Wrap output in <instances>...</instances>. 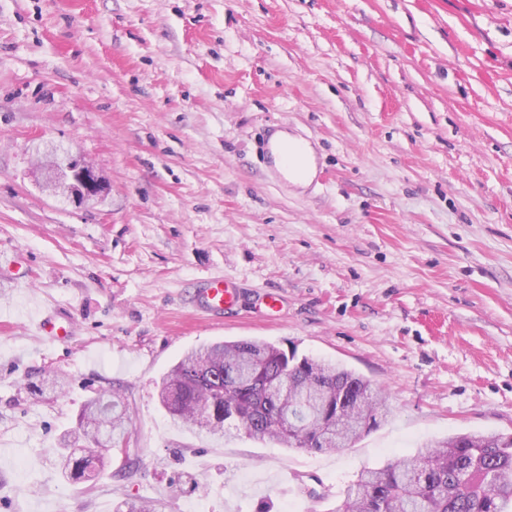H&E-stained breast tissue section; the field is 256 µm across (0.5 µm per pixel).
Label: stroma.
<instances>
[{"label":"stroma","mask_w":512,"mask_h":512,"mask_svg":"<svg viewBox=\"0 0 512 512\" xmlns=\"http://www.w3.org/2000/svg\"><path fill=\"white\" fill-rule=\"evenodd\" d=\"M269 127L321 175L264 168ZM42 138L103 197L42 192ZM0 257V512H332L363 468L512 433V0H0ZM213 276L220 322L187 304ZM242 338L355 371L387 420L330 452L185 429L158 382ZM115 385L138 470L72 482L57 450ZM239 299L238 288L224 277H207L197 282L192 302L208 316L221 318L236 309ZM72 322L68 325L58 323L51 315H46L35 324L37 335L49 341H60L72 335Z\"/></svg>","instance_id":"obj_1"}]
</instances>
